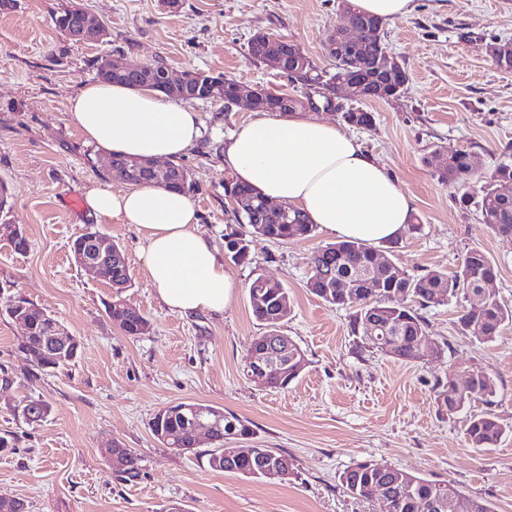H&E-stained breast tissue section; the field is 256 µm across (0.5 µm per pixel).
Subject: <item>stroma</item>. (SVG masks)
Segmentation results:
<instances>
[{
	"label": "stroma",
	"mask_w": 512,
	"mask_h": 512,
	"mask_svg": "<svg viewBox=\"0 0 512 512\" xmlns=\"http://www.w3.org/2000/svg\"><path fill=\"white\" fill-rule=\"evenodd\" d=\"M340 2L180 0L172 10L163 0H14L0 11V183L12 195L0 224L20 226L30 241L19 253L0 240V433L16 437L15 450L0 454V495L23 499L28 512H167L174 504L184 512H386L338 482L347 466L369 461L452 483L493 512H512V325L483 344L456 325L476 296L424 309L425 341L445 353L410 363L357 348L347 310L308 291V258L331 243L326 232L302 241L254 237V263L233 261L224 240L236 226L224 191L232 177L224 144L253 111L193 101L202 137L181 159L194 183L199 229L237 283L224 312L182 316L163 308L133 225L95 219L84 205L89 189L124 185L69 114L77 89L95 81L97 58L161 60L177 75L221 74L290 93L286 74L249 58V40L275 33L331 69L321 41L342 21ZM77 3L107 24L103 42L79 45L58 31L56 17ZM383 36L409 82L397 99L366 103L375 124L354 134L415 198L419 224L403 231L390 258L410 275L452 272L467 250L481 249L498 266L499 299L512 307V238L494 235L426 162L442 145L469 150L481 174L512 164V69L489 55L491 45L512 41V0H413L410 14L384 23ZM90 228L124 250V297L149 319L145 335H123L106 310L111 288L72 259L73 241ZM258 275L287 288L291 311L282 331L305 355L302 373L285 389L258 387L243 373L248 348L264 333L248 301ZM17 300L45 309L77 336L75 362L52 372L31 364L17 346L20 327L3 312ZM473 368L495 380L492 410L507 427L483 450L466 435L479 406L451 414L437 401L440 384L463 382ZM23 398L47 402L49 416L30 425L15 419L12 407ZM181 401L248 420L245 446L293 458L295 475L284 482L212 470L205 453L213 444L205 438L194 454L163 448L150 422ZM115 441L140 457L137 481L117 480L104 462L101 449Z\"/></svg>",
	"instance_id": "35a3bbf8"
}]
</instances>
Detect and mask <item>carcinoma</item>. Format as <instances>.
Instances as JSON below:
<instances>
[{
	"label": "carcinoma",
	"instance_id": "obj_1",
	"mask_svg": "<svg viewBox=\"0 0 512 512\" xmlns=\"http://www.w3.org/2000/svg\"><path fill=\"white\" fill-rule=\"evenodd\" d=\"M344 17L358 25L363 34L356 43L347 42L339 29L325 33L322 46L325 54L333 61V71L320 70L296 44L269 42L265 34L258 33L248 42L247 52L251 59L264 62L274 52L288 56L290 77L302 85L305 92L300 96H284L285 104L275 108L277 112H293L313 108V98L319 97L321 103L329 102L341 90V83L352 72L362 70L369 82L357 87L358 101L372 99L386 101L392 96L390 85L379 80L373 70L378 56L390 52L383 36L379 32L382 20L358 11L351 0H342ZM344 121L354 127L368 129L374 125L373 113L358 108L354 112L342 113ZM426 162L434 164L439 182L466 191L461 202L474 205L480 212L482 223L495 235L501 237L512 234V165L500 164L490 174L481 177L480 186L469 191L467 186L475 175L473 156L462 148L441 146L434 150ZM225 191L239 196L240 206L235 210L237 221L250 227V234L273 240L305 239L313 236L316 225L309 223L307 217L297 207H286L283 214H270L264 208V197L254 188L236 181L228 183ZM376 249L362 242L339 241L328 243L314 250L308 265L310 274L306 282L309 291L331 307L349 310L348 333L359 339L363 348L379 349L380 342L390 337L397 338L393 356L408 362L423 359L419 350V341L425 335V320L419 314L422 309L447 303L460 293L468 294L479 290L484 281L497 278L495 262L481 249L473 248L462 258L457 269L449 274L438 269H424L422 273L394 280L393 275L384 273L374 286L356 276L359 270L374 264ZM121 286L114 288L115 296L108 313L119 322L124 335L136 338L146 334L150 321L135 306L122 299L125 286L129 283L128 262H123ZM249 305L254 318L265 328V333L252 343L256 351L278 350L288 343L296 351L300 347L281 328L288 318L283 306L290 300L288 289L278 288L268 279L258 275L248 286ZM22 304L30 312L31 331L21 336L19 348L29 356L34 366L41 371H54L70 365L80 349L66 355H55L49 345V336L45 332L38 306L15 301L6 307V313L12 314L15 306ZM512 324V309L504 305L497 295H491L484 302V315L474 320L467 313L458 317L457 330L480 343L496 340L505 326ZM376 330L377 339L370 342L363 339L368 326ZM267 387L285 389L299 377V373L288 370L283 372L277 366L267 367ZM496 395V383L491 377L479 378L473 393L464 401V406L482 403L493 404ZM438 402L450 413L462 410L452 392V385L442 388L437 395ZM201 411L209 416L210 405L199 402H178L160 409L150 423L155 439L165 448L178 449V453L193 452L197 448L193 433L189 408ZM49 413V406L40 400L22 399L13 407L14 417L27 424L43 421ZM506 431V426L490 410L470 418L466 428L468 441L473 448H490L495 445ZM251 434L248 421L232 414H222L221 423L214 434L215 448L209 453L208 465L215 471L242 475L256 479L264 478L258 468V460L238 459L226 447L232 439H245ZM105 462L124 482L139 479L142 471L141 458L129 448L118 443L101 450ZM406 482L401 489L400 498L394 512H432L430 503L437 499H448L452 495L466 504V512H493L484 500L464 495L448 482L426 479L399 468L382 471L378 465L364 461L344 469L339 475L343 490L352 497H371V492L382 481L392 485L398 481Z\"/></svg>",
	"mask_w": 512,
	"mask_h": 512
}]
</instances>
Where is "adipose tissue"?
Segmentation results:
<instances>
[{
    "label": "adipose tissue",
    "mask_w": 512,
    "mask_h": 512,
    "mask_svg": "<svg viewBox=\"0 0 512 512\" xmlns=\"http://www.w3.org/2000/svg\"><path fill=\"white\" fill-rule=\"evenodd\" d=\"M69 105L86 141L110 154L175 161L201 134L198 112L152 90L96 81L82 85ZM224 162L237 181L302 209L340 240H391L415 210L413 196L353 134L298 112L258 114L225 144ZM85 206L94 218L136 227L148 278L167 309L191 315L227 307L236 283L200 231L188 195L101 186L88 190Z\"/></svg>",
    "instance_id": "1"
}]
</instances>
